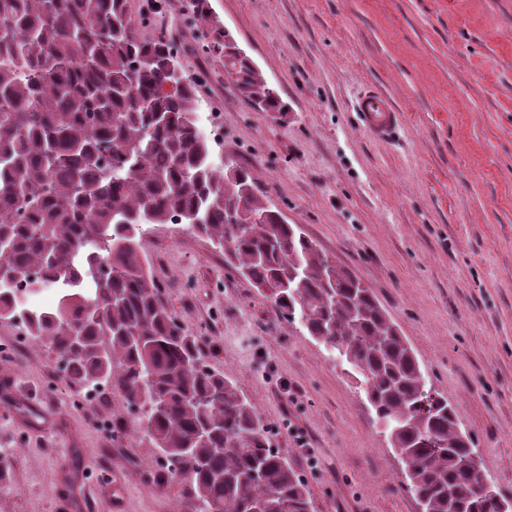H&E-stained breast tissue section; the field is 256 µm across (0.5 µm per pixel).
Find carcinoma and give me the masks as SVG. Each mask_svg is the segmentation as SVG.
Returning <instances> with one entry per match:
<instances>
[{"instance_id":"cac0c4a2","label":"carcinoma","mask_w":512,"mask_h":512,"mask_svg":"<svg viewBox=\"0 0 512 512\" xmlns=\"http://www.w3.org/2000/svg\"><path fill=\"white\" fill-rule=\"evenodd\" d=\"M207 2L187 4L207 27L201 48L248 101L287 119ZM152 6L135 21L129 0H0V320L20 306L11 286L55 289L53 306L32 310L28 336L74 387L117 389L139 409L192 512H312L263 419L201 359L151 274L143 226L178 217L347 362L422 512H512L485 492L478 449L448 400L426 390L372 290L269 207L251 170L213 160L197 85L163 90L175 48L137 33Z\"/></svg>"}]
</instances>
